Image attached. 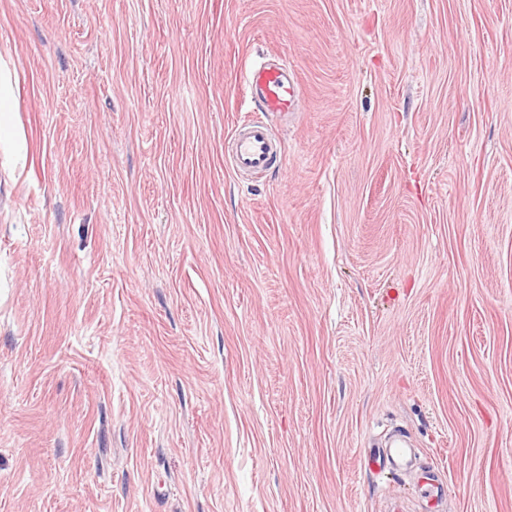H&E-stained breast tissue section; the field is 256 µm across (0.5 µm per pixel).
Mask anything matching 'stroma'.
Here are the masks:
<instances>
[{
	"mask_svg": "<svg viewBox=\"0 0 512 512\" xmlns=\"http://www.w3.org/2000/svg\"><path fill=\"white\" fill-rule=\"evenodd\" d=\"M397 501L512 512V0H0V512ZM246 87L263 112L292 114L300 86L293 69L283 61L264 60L246 72ZM276 150L271 128L264 122H254L236 132L232 166L237 171L267 169L276 158Z\"/></svg>",
	"mask_w": 512,
	"mask_h": 512,
	"instance_id": "35a3bbf8",
	"label": "stroma"
}]
</instances>
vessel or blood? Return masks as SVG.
Here are the masks:
<instances>
[{
  "instance_id": "b4317fda",
  "label": "vessel or blood",
  "mask_w": 512,
  "mask_h": 512,
  "mask_svg": "<svg viewBox=\"0 0 512 512\" xmlns=\"http://www.w3.org/2000/svg\"><path fill=\"white\" fill-rule=\"evenodd\" d=\"M246 87L263 111L288 114L296 109L298 80L288 63L264 60L246 72ZM277 143L264 122L252 123L235 134L232 166L239 171L268 168L276 157Z\"/></svg>"
}]
</instances>
